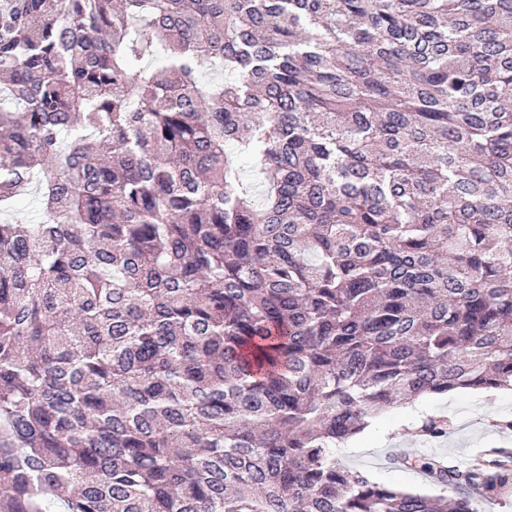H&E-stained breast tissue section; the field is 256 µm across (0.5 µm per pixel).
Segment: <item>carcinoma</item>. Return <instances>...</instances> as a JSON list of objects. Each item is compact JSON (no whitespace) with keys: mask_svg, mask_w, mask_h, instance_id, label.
<instances>
[{"mask_svg":"<svg viewBox=\"0 0 512 512\" xmlns=\"http://www.w3.org/2000/svg\"><path fill=\"white\" fill-rule=\"evenodd\" d=\"M0 81V512L512 486V453L397 458L446 496L336 459L512 389V0H0Z\"/></svg>","mask_w":512,"mask_h":512,"instance_id":"1","label":"carcinoma"}]
</instances>
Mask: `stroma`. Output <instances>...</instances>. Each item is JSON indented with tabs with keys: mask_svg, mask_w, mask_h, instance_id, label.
<instances>
[{
	"mask_svg": "<svg viewBox=\"0 0 512 512\" xmlns=\"http://www.w3.org/2000/svg\"><path fill=\"white\" fill-rule=\"evenodd\" d=\"M430 414L452 418L448 437L425 441L416 435L420 419ZM496 417L512 418V390L428 396L387 409L363 433L337 448L336 456L342 464L364 471L373 481L435 494L438 486L420 473L393 468L391 455L407 451L463 464L490 448L512 449V434L498 432L492 423Z\"/></svg>",
	"mask_w": 512,
	"mask_h": 512,
	"instance_id": "1",
	"label": "stroma"
}]
</instances>
